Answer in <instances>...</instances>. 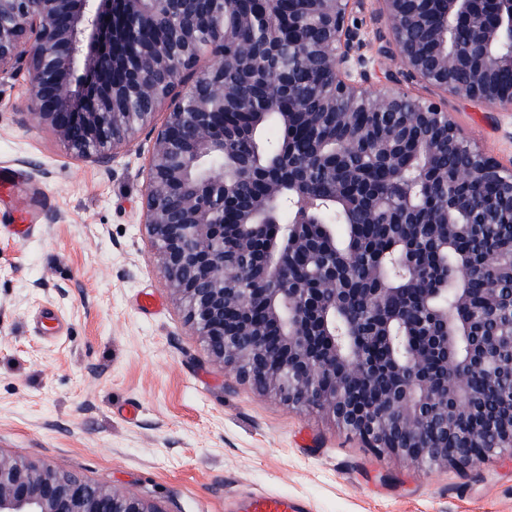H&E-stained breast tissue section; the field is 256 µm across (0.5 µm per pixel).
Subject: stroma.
<instances>
[{
	"label": "stroma",
	"instance_id": "35a3bbf8",
	"mask_svg": "<svg viewBox=\"0 0 512 512\" xmlns=\"http://www.w3.org/2000/svg\"><path fill=\"white\" fill-rule=\"evenodd\" d=\"M353 19L365 58L398 69L377 0ZM448 111L472 146L512 163V112L455 97ZM31 112L26 71L0 80V169L37 217L16 237L0 200V455L161 512H230L254 494L303 512H512V457L463 471L379 457L325 413L290 409L213 361L142 222L165 112L96 160L71 156Z\"/></svg>",
	"mask_w": 512,
	"mask_h": 512
}]
</instances>
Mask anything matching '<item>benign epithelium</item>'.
I'll use <instances>...</instances> for the list:
<instances>
[{"mask_svg": "<svg viewBox=\"0 0 512 512\" xmlns=\"http://www.w3.org/2000/svg\"><path fill=\"white\" fill-rule=\"evenodd\" d=\"M251 2L236 24L213 25L203 49L196 0H0V78L26 70L35 120L83 159L125 147L168 105L150 158L143 221L167 286L221 369L296 410L325 412L373 453L397 456L418 469L463 470L493 456H511L512 429L495 435L473 430L480 394L471 386L470 372L482 367L497 378L490 350L503 341L512 349V329L478 336L468 324L462 333L438 298L454 285L455 296L465 301L458 285L470 280L498 291L500 274L512 275V251L456 267L445 287L435 289L426 287L417 266L391 254L386 261L400 265L415 287L414 298L396 307L380 287L384 269L361 279L354 255L319 260L322 247L303 233L306 225L320 223L317 209L308 204L306 164L290 154L259 172L250 155L232 164L222 159L225 132L244 130L253 138L264 117L257 114L247 127L239 123L254 108L224 80L233 70L241 81L274 91L266 110L279 111L286 100L289 119L306 115L321 125L328 118L346 128L342 139L323 137L310 153L327 164L333 180L336 151H327L328 144L338 142L347 153L368 142L373 156L383 159L393 139L406 141L416 163L399 171L391 190L366 197L364 217L408 235L404 219L437 185L430 174L438 152L435 127H446L450 152L467 140L443 100L414 98L403 83H428L461 100L511 112L512 94L501 96L496 88L499 72H512V52L499 50L503 36L512 37V0H377L389 23V53L401 64L400 71L382 77L359 54V28L349 22L361 0H306L313 16L328 21L327 36L313 55L305 49V22L290 19L284 25L269 10L274 0ZM260 17L270 19L275 33L241 40V28ZM83 22L91 27L95 52L74 90L72 43ZM170 29L188 46L177 58L166 37ZM462 30L471 35L464 50L457 41ZM288 55L308 73L311 86L324 87L319 98L306 100L283 78L277 61ZM460 69L470 73L463 85L454 80ZM132 93L142 106L133 114L127 111ZM360 102L371 112L405 118L390 132L356 123L351 112ZM468 151L454 170L460 191L431 220L437 245L449 230L466 235L492 212L512 216V168L474 147ZM256 178L264 182V193L244 195L243 184ZM285 205L295 214L285 225L287 244L264 243ZM294 253L302 258L296 270L290 264ZM360 299L374 309L392 310L389 320L373 324V333L396 351L385 367L365 362L359 342L367 335L357 322L336 324V312L350 313ZM425 310L443 329L431 351L403 341L406 324ZM359 387L373 389V396L359 401L354 395ZM438 422L463 434L451 451L433 431ZM0 512L160 510L143 497L0 455Z\"/></svg>", "mask_w": 512, "mask_h": 512, "instance_id": "7a95c632", "label": "benign epithelium"}]
</instances>
